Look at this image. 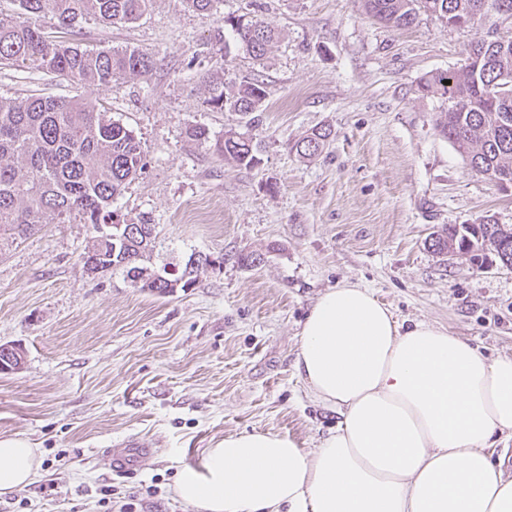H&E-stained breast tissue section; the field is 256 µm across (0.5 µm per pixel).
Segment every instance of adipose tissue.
<instances>
[{
	"label": "adipose tissue",
	"mask_w": 512,
	"mask_h": 512,
	"mask_svg": "<svg viewBox=\"0 0 512 512\" xmlns=\"http://www.w3.org/2000/svg\"><path fill=\"white\" fill-rule=\"evenodd\" d=\"M295 368L336 428L312 451L273 432L226 436L181 469L178 499L196 512H512V478L489 453L512 438V356L403 326L346 282L312 306ZM40 465L26 440L0 441V494Z\"/></svg>",
	"instance_id": "ef3b65f1"
}]
</instances>
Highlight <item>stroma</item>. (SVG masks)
Returning <instances> with one entry per match:
<instances>
[{"label":"stroma","instance_id":"35a3bbf8","mask_svg":"<svg viewBox=\"0 0 512 512\" xmlns=\"http://www.w3.org/2000/svg\"><path fill=\"white\" fill-rule=\"evenodd\" d=\"M251 14L282 37L261 61L231 47L229 78H259L265 110L253 133L260 163L236 166L189 138L244 131L240 114L213 112L198 83L216 62L225 18ZM478 29L421 16L408 29L369 18L360 0H221L201 14L154 0L131 25L88 23L69 33L87 49L155 55L146 76L77 86L0 69V97L30 94L95 103L141 140L147 167L117 205L158 227L159 259L210 255L193 288L169 296L121 274L88 275L91 225L41 224L0 237V344L24 351L0 372V440L37 448L41 475L0 495V512H195L173 493L224 436L273 431L317 448L339 421L313 402L294 369L302 324L318 296L345 282L368 288L406 326L427 321L491 356L512 355V268L481 269L439 254L433 232L486 219L512 225V191L472 172L438 132L448 102L423 93L432 72L467 60ZM322 154L292 144L313 129ZM262 256L243 266L241 255ZM138 440L151 451L119 474L112 455ZM332 135L331 129H319L298 141L293 148L303 159L319 155Z\"/></svg>","mask_w":512,"mask_h":512}]
</instances>
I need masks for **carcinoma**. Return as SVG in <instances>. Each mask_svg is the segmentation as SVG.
Here are the masks:
<instances>
[{"label":"carcinoma","instance_id":"obj_1","mask_svg":"<svg viewBox=\"0 0 512 512\" xmlns=\"http://www.w3.org/2000/svg\"><path fill=\"white\" fill-rule=\"evenodd\" d=\"M153 0H18L25 15L19 20L0 11V65L51 74L77 85H109L120 79L143 76L157 59L139 49L103 48L90 51L48 31L42 19L50 17L66 30L84 22L103 25L133 24L148 12ZM365 13L389 27L416 24L421 15L435 17L448 27L477 17V25L490 21L485 5H502L512 13V0H361ZM236 40L256 60L264 58L278 38L269 25L255 17L227 18ZM495 26L471 44V68L436 71L420 89L457 101L458 108L441 112L440 134L466 158L472 171L495 185L512 183V42L494 41ZM450 84H444V81ZM508 85V93L488 101L483 87ZM204 103L213 110L237 112L253 128L266 99L263 82L224 79V62L202 75ZM187 134L238 166L259 164L260 143L247 132H228L213 139L203 125ZM332 135L319 129L298 141L295 151L303 159L319 155ZM146 169L141 140L134 131L112 120L92 102L73 97L57 99L31 94L0 98V230L15 238L27 236L37 224L79 220L112 232L96 235L83 263L101 272L120 273L136 287L153 295H171L193 287L199 269L212 264L210 256L191 253L185 263H164L152 269L156 225L137 227L115 206L132 180ZM439 253L466 249L470 260L484 263L493 255L501 264L512 263V226L487 221L469 232L450 225L432 239Z\"/></svg>","mask_w":512,"mask_h":512}]
</instances>
